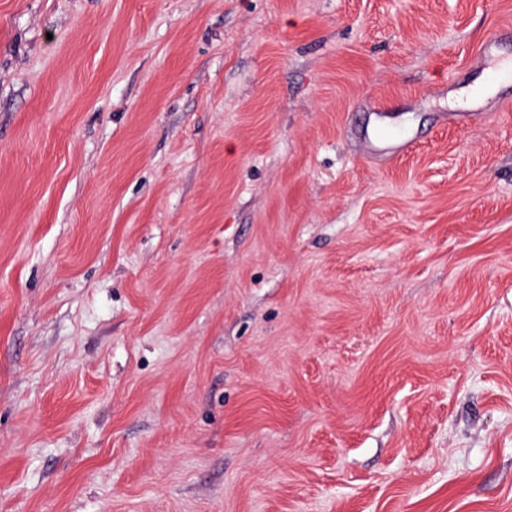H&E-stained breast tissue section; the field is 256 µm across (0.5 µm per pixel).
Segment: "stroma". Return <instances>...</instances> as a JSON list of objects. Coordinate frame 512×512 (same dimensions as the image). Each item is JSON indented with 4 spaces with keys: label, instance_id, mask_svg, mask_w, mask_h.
Listing matches in <instances>:
<instances>
[{
    "label": "stroma",
    "instance_id": "1",
    "mask_svg": "<svg viewBox=\"0 0 512 512\" xmlns=\"http://www.w3.org/2000/svg\"><path fill=\"white\" fill-rule=\"evenodd\" d=\"M493 34L0 0V512H512V83L456 102Z\"/></svg>",
    "mask_w": 512,
    "mask_h": 512
}]
</instances>
